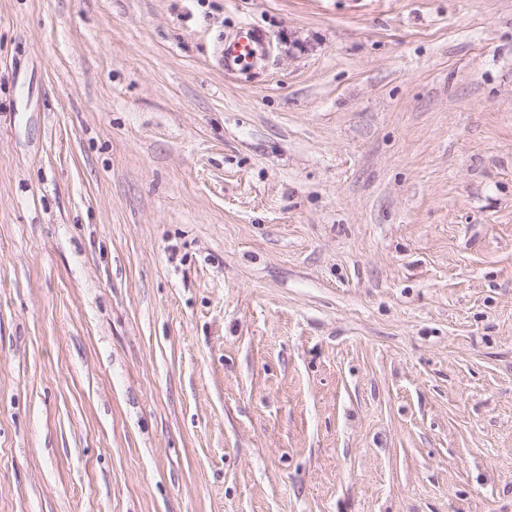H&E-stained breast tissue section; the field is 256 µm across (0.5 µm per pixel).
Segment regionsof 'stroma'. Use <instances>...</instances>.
<instances>
[{"instance_id": "35a3bbf8", "label": "stroma", "mask_w": 512, "mask_h": 512, "mask_svg": "<svg viewBox=\"0 0 512 512\" xmlns=\"http://www.w3.org/2000/svg\"><path fill=\"white\" fill-rule=\"evenodd\" d=\"M0 512H512V0H0ZM265 43V37L249 24H241L230 36L224 38L222 58L224 69L236 71L256 58L258 49Z\"/></svg>"}]
</instances>
